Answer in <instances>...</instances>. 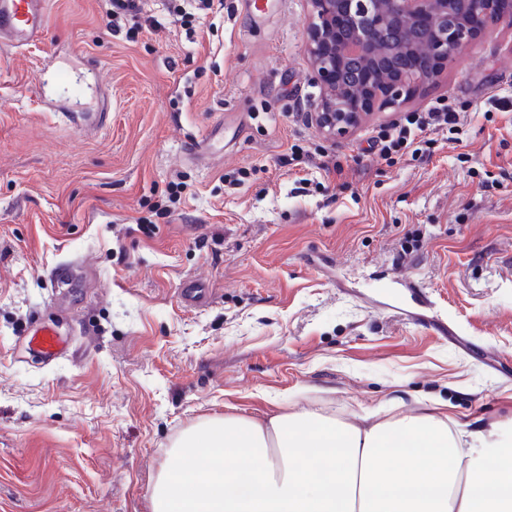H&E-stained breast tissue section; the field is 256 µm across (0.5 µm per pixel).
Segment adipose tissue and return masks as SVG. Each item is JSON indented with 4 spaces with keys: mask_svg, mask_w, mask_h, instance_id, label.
<instances>
[{
    "mask_svg": "<svg viewBox=\"0 0 512 512\" xmlns=\"http://www.w3.org/2000/svg\"><path fill=\"white\" fill-rule=\"evenodd\" d=\"M173 448L180 465L158 474L151 512H512V422L300 409L212 419Z\"/></svg>",
    "mask_w": 512,
    "mask_h": 512,
    "instance_id": "obj_1",
    "label": "adipose tissue"
}]
</instances>
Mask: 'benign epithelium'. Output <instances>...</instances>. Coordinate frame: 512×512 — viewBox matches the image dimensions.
I'll use <instances>...</instances> for the list:
<instances>
[{
  "mask_svg": "<svg viewBox=\"0 0 512 512\" xmlns=\"http://www.w3.org/2000/svg\"><path fill=\"white\" fill-rule=\"evenodd\" d=\"M485 5L494 13L491 22L512 30V8L492 11L491 0H311L308 53L322 97L313 120L329 135H344L356 128L379 103L399 108L413 92L430 82L454 62L470 44L476 30L448 21L460 4ZM405 34V51L429 59L433 68L393 74L388 32ZM350 59L361 62L369 80L349 105L337 86L336 71Z\"/></svg>",
  "mask_w": 512,
  "mask_h": 512,
  "instance_id": "7a95c632",
  "label": "benign epithelium"
}]
</instances>
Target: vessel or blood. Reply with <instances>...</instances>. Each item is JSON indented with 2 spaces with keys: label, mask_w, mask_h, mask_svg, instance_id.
I'll return each instance as SVG.
<instances>
[{
  "label": "vessel or blood",
  "mask_w": 512,
  "mask_h": 512,
  "mask_svg": "<svg viewBox=\"0 0 512 512\" xmlns=\"http://www.w3.org/2000/svg\"><path fill=\"white\" fill-rule=\"evenodd\" d=\"M47 24L46 0H0V44L22 48L43 37ZM29 341L46 361L65 355L69 345L55 329L43 327Z\"/></svg>",
  "instance_id": "1"
}]
</instances>
